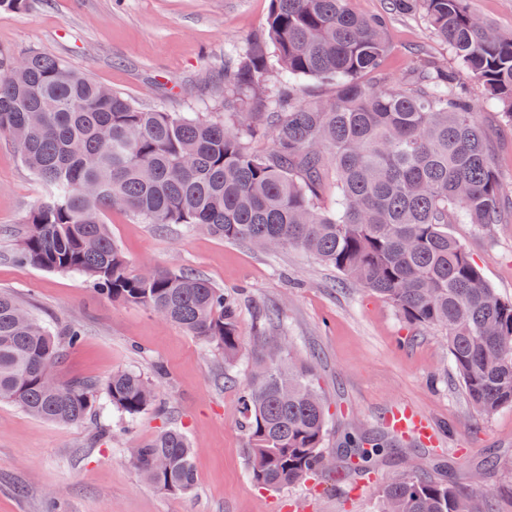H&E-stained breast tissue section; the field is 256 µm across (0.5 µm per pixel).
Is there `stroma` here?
I'll list each match as a JSON object with an SVG mask.
<instances>
[{"label":"stroma","instance_id":"35a3bbf8","mask_svg":"<svg viewBox=\"0 0 512 512\" xmlns=\"http://www.w3.org/2000/svg\"><path fill=\"white\" fill-rule=\"evenodd\" d=\"M270 9V0H32L29 9L0 11V51L63 59L146 109L220 118L224 54L245 50L264 30ZM385 38L392 82L416 51L453 60L419 15L391 17ZM470 87L490 161L512 194V125L486 106L478 81ZM43 197L15 144L0 137V291L52 330L83 328L80 346L59 368L60 380H103L133 369L159 396L155 409L130 423L110 414L66 425L0 403V512H48L53 498L66 512H378L382 486L435 476L440 464L473 498H488L494 512H512V408L488 417L475 411L440 332L406 323L390 302L299 250L266 253L181 226L162 230L121 209L107 212L133 268L187 270L234 291L242 343L233 365H225L216 345L145 306L98 297L77 274L17 265V234ZM448 230L487 285L512 300V223ZM260 338L289 345L315 366L329 408L326 451L335 452L356 430L384 433V415L401 403L436 425L437 444L395 438L400 455L377 460L349 492L325 480L259 488L248 472L237 390ZM168 424L180 427L194 448L196 486L188 494L155 489L128 460L132 442ZM489 460L491 473L474 483L473 473Z\"/></svg>","mask_w":512,"mask_h":512}]
</instances>
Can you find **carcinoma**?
<instances>
[{
	"mask_svg": "<svg viewBox=\"0 0 512 512\" xmlns=\"http://www.w3.org/2000/svg\"><path fill=\"white\" fill-rule=\"evenodd\" d=\"M267 29L224 62L227 119L158 112L89 80L66 62L30 51L9 66L0 51V134L42 183L13 259L83 276L96 293L143 305L232 361L241 346L235 301L190 273L133 269L105 213L120 206L148 224H180L267 251L293 247L389 300L402 319L446 336L464 392L489 416L512 407V301L489 288L450 224L512 220V198L490 164L466 80L512 124V33L467 10L465 0H389L394 14L421 13L456 66L417 57L396 84L382 72L384 21L349 0H271ZM276 57L267 52V42ZM376 73L382 85L363 78ZM276 77L268 112L251 100ZM303 79L332 85L330 99L294 103ZM269 134L265 152L243 133ZM82 332L58 338L12 295L0 293V402L80 424L96 409L128 420L155 403L141 373L98 383L60 382L55 370ZM252 481L276 490L340 474L360 477L387 451L359 432L333 456L322 448L327 408L313 367L277 346L254 350L239 392ZM130 463L160 491L190 493L193 448L176 426L136 442ZM382 512H489L450 479L411 477L379 490Z\"/></svg>",
	"mask_w": 512,
	"mask_h": 512,
	"instance_id": "carcinoma-1",
	"label": "carcinoma"
}]
</instances>
